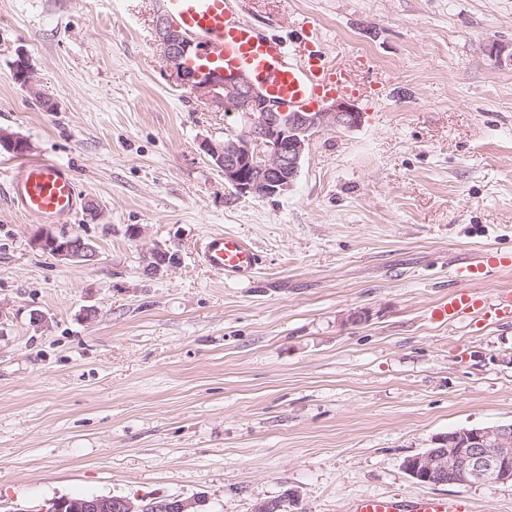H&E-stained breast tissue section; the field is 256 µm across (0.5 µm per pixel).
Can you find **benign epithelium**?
Segmentation results:
<instances>
[{"label": "benign epithelium", "instance_id": "benign-epithelium-1", "mask_svg": "<svg viewBox=\"0 0 512 512\" xmlns=\"http://www.w3.org/2000/svg\"><path fill=\"white\" fill-rule=\"evenodd\" d=\"M155 33L169 64L172 81L192 91L209 107L232 108L236 125L224 130V141L204 140L202 150L224 172V182L241 197L272 198L287 194L295 186L301 162L314 135L336 128L353 130L363 123V113L335 100L318 108L288 110L269 101L254 79L245 73L226 74L214 83L184 66V60L200 46L184 35L167 17L156 16ZM498 63H512V42L494 41L487 47ZM15 80L30 93L38 94L33 70L24 63L14 70ZM0 148L23 153L27 142L0 131ZM33 246L65 261H89L94 247L81 240L64 241L41 232ZM179 263L178 253L156 246L147 255L146 269L156 274ZM410 477L422 485L475 484L495 480L512 468V424L483 428H457L436 436L432 448L403 463ZM202 500L156 498L147 503L139 497L98 496L82 502L83 512H199Z\"/></svg>", "mask_w": 512, "mask_h": 512}]
</instances>
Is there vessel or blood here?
Returning a JSON list of instances; mask_svg holds the SVG:
<instances>
[{
    "mask_svg": "<svg viewBox=\"0 0 512 512\" xmlns=\"http://www.w3.org/2000/svg\"><path fill=\"white\" fill-rule=\"evenodd\" d=\"M250 0H154L155 10L171 18L198 45L201 52L188 59L196 72L215 79L225 72L248 73L273 101L289 110L327 105L336 94L355 88L348 70L340 68L325 50L309 49L306 42L285 41L258 31L248 23ZM9 196L17 209L44 224H59L76 215L82 192L71 170L42 156L17 160L7 171ZM206 267L226 281L245 283L254 278L257 251L231 233L208 234L201 246ZM497 259L477 260L459 268L458 276L490 281L500 267ZM437 319L457 322L477 318L512 323V290L482 293L466 288L449 290L433 310ZM458 499L418 495H362L351 500L347 512H462Z\"/></svg>",
    "mask_w": 512,
    "mask_h": 512,
    "instance_id": "1",
    "label": "vessel or blood"
}]
</instances>
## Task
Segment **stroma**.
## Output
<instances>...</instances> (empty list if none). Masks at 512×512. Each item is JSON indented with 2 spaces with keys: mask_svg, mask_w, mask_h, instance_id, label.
<instances>
[{
  "mask_svg": "<svg viewBox=\"0 0 512 512\" xmlns=\"http://www.w3.org/2000/svg\"><path fill=\"white\" fill-rule=\"evenodd\" d=\"M155 17L153 0H0V130L86 197L42 226L11 206L0 150V512L95 495L253 512L291 489L297 512L429 492L512 512L510 484L403 467L435 435L512 423V324L432 315L459 263L512 258V65L485 51L512 40V0H252L262 30H318L364 114L317 133L270 199L237 196L202 150L238 117L172 83ZM45 229L95 260L35 248ZM212 232L257 250L252 281L200 261ZM158 245L181 260L150 275Z\"/></svg>",
  "mask_w": 512,
  "mask_h": 512,
  "instance_id": "35a3bbf8",
  "label": "stroma"
}]
</instances>
